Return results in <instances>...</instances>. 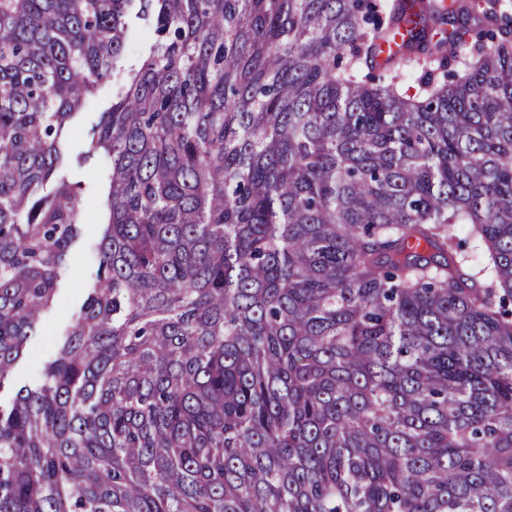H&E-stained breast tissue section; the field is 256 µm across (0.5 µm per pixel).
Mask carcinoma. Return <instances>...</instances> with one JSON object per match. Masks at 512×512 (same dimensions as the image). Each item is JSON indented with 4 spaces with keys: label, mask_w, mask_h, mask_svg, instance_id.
<instances>
[{
    "label": "carcinoma",
    "mask_w": 512,
    "mask_h": 512,
    "mask_svg": "<svg viewBox=\"0 0 512 512\" xmlns=\"http://www.w3.org/2000/svg\"><path fill=\"white\" fill-rule=\"evenodd\" d=\"M117 71L96 278L0 403V512H512L505 0H0V390ZM149 44L139 35L136 23L132 21L129 39L124 49V64L138 66L149 52Z\"/></svg>",
    "instance_id": "obj_1"
}]
</instances>
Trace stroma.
Listing matches in <instances>:
<instances>
[{"label":"stroma","mask_w":512,"mask_h":512,"mask_svg":"<svg viewBox=\"0 0 512 512\" xmlns=\"http://www.w3.org/2000/svg\"><path fill=\"white\" fill-rule=\"evenodd\" d=\"M121 80L118 74L104 80L64 132L61 142L64 160L57 174L81 188L79 239L61 278L57 304L46 317L40 333L29 339L26 355L15 368L11 383L0 392V399L10 400L21 386L36 380L43 361L56 351L93 280L100 226L106 219L104 202L111 162L105 155L92 151V129L101 112L110 107L113 87Z\"/></svg>","instance_id":"1"}]
</instances>
